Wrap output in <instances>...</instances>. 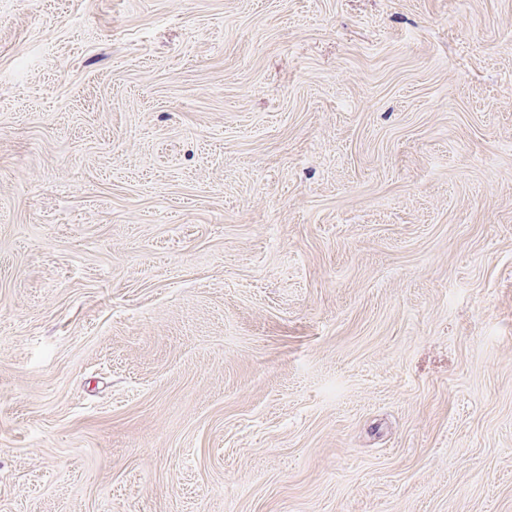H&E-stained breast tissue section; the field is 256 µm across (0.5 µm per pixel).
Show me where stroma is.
<instances>
[{
  "label": "stroma",
  "instance_id": "obj_1",
  "mask_svg": "<svg viewBox=\"0 0 512 512\" xmlns=\"http://www.w3.org/2000/svg\"><path fill=\"white\" fill-rule=\"evenodd\" d=\"M0 512H512V0H0Z\"/></svg>",
  "mask_w": 512,
  "mask_h": 512
}]
</instances>
